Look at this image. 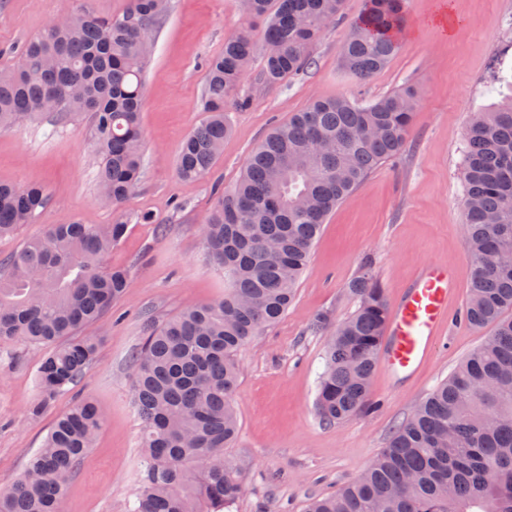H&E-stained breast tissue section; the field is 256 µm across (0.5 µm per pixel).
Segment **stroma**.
I'll use <instances>...</instances> for the list:
<instances>
[{
  "label": "stroma",
  "mask_w": 512,
  "mask_h": 512,
  "mask_svg": "<svg viewBox=\"0 0 512 512\" xmlns=\"http://www.w3.org/2000/svg\"><path fill=\"white\" fill-rule=\"evenodd\" d=\"M127 0H0V70L15 67L22 47L57 17L85 10L120 16ZM365 0H344V18L327 25L301 74L267 83L264 50H257L224 106L230 128L208 174L186 180L177 172L183 140L206 118V63L250 23L240 0H168L153 29V52L143 77L141 178L120 205L106 202L93 146L90 114H55L0 131V182L37 181L49 201L28 224L0 237V259L43 236L51 225L127 223L106 265L127 272L130 286L102 318L79 334L97 344L84 376L32 414L40 391L38 369L48 346L16 338L0 341V491L10 489L39 451L56 419L88 399L103 421L69 480L65 512H128L143 467V421L134 400L132 357L148 325L188 306L224 297V270L204 239L216 190L231 191L270 129L287 123L318 98L351 97L367 103L411 88L412 125L400 154L370 172L322 226L295 298L276 324L237 354L239 386L233 397L239 434L225 456L243 459L246 491L230 512H303L309 499L336 493L359 478L398 426L448 379L492 332L456 322L442 332L433 357L412 378L393 384L374 373L379 408L368 415L323 424L314 403L332 323L356 304L347 283L364 265L388 300L425 261L455 270V311L468 297L470 260L461 232L466 133L492 101L486 92L498 68L512 69V0H408V35L399 52L367 83L344 70L342 46ZM450 12L454 28L435 17ZM155 221L139 223L141 213ZM328 316L318 325L319 316Z\"/></svg>",
  "instance_id": "1"
}]
</instances>
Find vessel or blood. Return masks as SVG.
Returning a JSON list of instances; mask_svg holds the SVG:
<instances>
[{"label":"vessel or blood","instance_id":"vessel-or-blood-1","mask_svg":"<svg viewBox=\"0 0 512 512\" xmlns=\"http://www.w3.org/2000/svg\"><path fill=\"white\" fill-rule=\"evenodd\" d=\"M457 281L447 266L421 264L395 299L378 364L390 378L412 377L431 357L441 332L454 320Z\"/></svg>","mask_w":512,"mask_h":512}]
</instances>
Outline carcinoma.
<instances>
[{"label":"carcinoma","mask_w":512,"mask_h":512,"mask_svg":"<svg viewBox=\"0 0 512 512\" xmlns=\"http://www.w3.org/2000/svg\"><path fill=\"white\" fill-rule=\"evenodd\" d=\"M265 22L264 79L297 75L344 0H241ZM166 0H127L121 16L90 11L54 22L0 71V129L54 113L93 115L102 158L99 182L113 204L138 184L143 72L151 30ZM404 0H366L342 48L344 69L366 82L398 53L392 31ZM256 49L250 30L224 42L207 66L205 121L183 142L178 173L211 169L228 127L224 101ZM415 106L410 88L369 104L316 99L277 126L250 156L235 188L206 220L209 256L224 266V298L196 304L149 326L133 356L135 402L143 420L144 469L131 512H222L239 498L245 464L224 456L236 438L231 405L236 354L278 322L295 297L327 216L365 177L404 146ZM463 230L472 267L465 319L493 331L396 428L388 446L353 483L311 500L305 512H512V98L475 114L467 131ZM46 188L0 182V236L44 207ZM126 222L59 224L1 261L0 341L52 344L38 370L42 402L75 383L97 345L77 332L104 316L129 287L104 267ZM358 302L326 342L316 411L337 423L375 408L371 380L389 317L371 269L347 284ZM102 416L90 401L53 424L25 474L0 492V512H61L69 478L92 445Z\"/></svg>","instance_id":"carcinoma-1"}]
</instances>
